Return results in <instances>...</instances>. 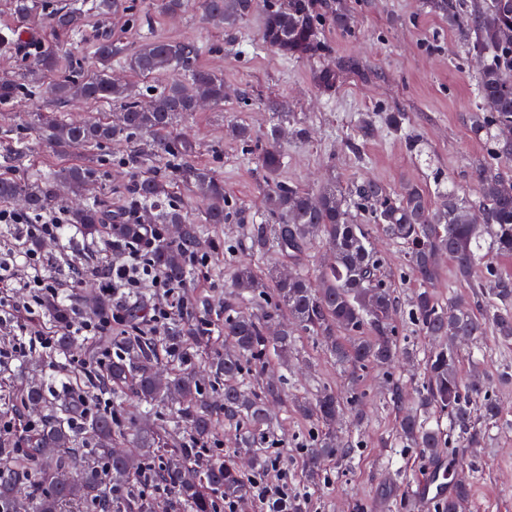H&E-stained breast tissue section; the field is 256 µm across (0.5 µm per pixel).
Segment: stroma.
<instances>
[{"mask_svg": "<svg viewBox=\"0 0 512 512\" xmlns=\"http://www.w3.org/2000/svg\"><path fill=\"white\" fill-rule=\"evenodd\" d=\"M65 2L42 0L44 16L25 24L15 16L11 0H0V31L21 29L27 35L11 49H0V77L28 81L38 55L49 51L60 55L56 70L41 76L38 98L0 102V173L26 177L73 164L92 165L97 176L86 201L125 205L131 185L146 170L144 164L132 162L129 146L115 142L62 155L30 129L29 115L60 110L72 118L102 119L113 113V106L103 102L62 107L47 91L55 81L96 69L95 49L103 32H110L123 48V58L112 61L113 78L136 84L144 96L178 74L136 78L126 66V56L150 39L195 42L198 65L223 75L226 94L222 106L201 107L179 126L197 143L194 163L223 178L228 201V221L206 224L211 242L206 264L190 275L195 294L210 302L205 319L216 343L224 341L225 305L250 313L256 309L254 301L235 300L232 293L240 262L312 276L329 258L318 241L298 265L277 255L251 253L243 227L265 218L264 193L270 180L313 191L332 184L345 195L365 179L391 192L413 183L433 202L439 188L449 184L471 205L480 201L475 174L492 150L477 131L487 112L476 94L482 65L469 51L465 31L449 26L444 0H314L327 51L300 59L262 44L264 8L259 4L233 27L222 29L204 19L199 0H185L183 10L174 16L161 10L159 0H117L110 14L88 12L80 32L68 36L55 32L46 17L52 7ZM340 58L354 60L358 70L344 72L335 87L324 88L317 79L319 71ZM273 100L287 106L294 132L281 142L285 163L272 178L262 168L260 155L266 132L278 120L269 106ZM392 112L406 117L403 135H394L386 125ZM236 120L252 129L251 141L230 135L228 125ZM363 121L372 125L370 136L358 132ZM411 139L416 140V149H409ZM361 221L370 227L372 246L384 259L383 278L399 301L398 339L413 356L399 359L389 369L368 368L353 386L348 368L336 364L323 344L307 336L298 339L286 374L289 392L310 395L318 386L328 385L341 394H355L356 412L336 427L339 441L352 447L350 457L327 462L314 485L303 480L301 463L316 426L296 412H279L278 433L288 443V492L304 500L306 512H417L411 489L416 476L432 462L418 449L399 446L398 413L389 398L396 384L406 401L414 402L424 381L421 361L431 340L412 316L418 284L402 247L381 226L372 224L370 216H362ZM439 265L440 276L432 287L435 298L444 301L452 295L474 312H484L485 299L457 280L453 262L444 257ZM90 346L86 337H77L69 355L52 362L42 348H27L10 367L0 370V413L10 409V389L31 379L44 380L51 401H64L62 385L69 379L70 363L88 358ZM511 365L512 344H504L494 333L460 347L461 377L484 374L490 394L508 420L507 425L488 430L478 447L454 444L443 450L454 478L472 485L466 512H512V380L501 377Z\"/></svg>", "mask_w": 512, "mask_h": 512, "instance_id": "1", "label": "stroma"}]
</instances>
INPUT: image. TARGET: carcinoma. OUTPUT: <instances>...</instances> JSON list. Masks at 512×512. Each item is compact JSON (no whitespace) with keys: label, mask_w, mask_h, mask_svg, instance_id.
<instances>
[{"label":"carcinoma","mask_w":512,"mask_h":512,"mask_svg":"<svg viewBox=\"0 0 512 512\" xmlns=\"http://www.w3.org/2000/svg\"><path fill=\"white\" fill-rule=\"evenodd\" d=\"M16 17L27 22L37 14L36 0H12ZM254 7V0H202L204 15L219 26H232ZM262 43L286 56L312 57L325 50L319 37L312 0H266ZM51 25L70 35L83 25L81 10L73 5L55 9ZM448 25L465 30L472 51L485 58L477 92L494 108L483 117L478 129L493 143L490 162L476 172L480 186L479 207L483 223L470 216V203L453 192L446 193L438 209L416 186L408 185L396 195L379 183L367 180L354 187L352 199L324 188L316 195L299 188L272 182L266 192L269 224L248 228L250 249L259 255L277 254L297 261L308 249L311 237L322 236L332 249V262L320 272L321 285L306 275L269 272L274 298L252 315L224 307V335L235 342V350L213 351L209 329L200 318L175 319L167 335L159 338L145 331L112 338L117 352L91 378L78 374L75 388L96 390L102 385L112 393L111 409L85 410L70 400L54 406L40 383L19 388L11 406L16 409L47 407V413L31 438L19 451L15 441L0 437V512H73L81 504L108 512H152V501L141 493L149 483L171 495L178 512H220L226 505L259 488L244 477L234 462L221 452H211L205 465L201 454L224 426L241 431L242 446L253 453L257 471H266L275 461L264 445L275 435L277 422L268 411L271 401L291 402L303 417L320 425L323 432L313 439V448L302 467L313 477L323 457L345 458L349 449L336 444L334 426L343 412V400L329 386H321L312 396L295 395L281 384L256 381L251 377L265 363L276 358L288 361L299 335L326 342L336 362L363 371L388 367L398 354V338L393 316L397 302L390 286L380 277L382 260L372 251L368 229L354 221L351 209L371 208L374 223L405 249L412 276L419 283L412 315L430 336L443 340L424 356L425 382L419 392L422 410H433L448 418V432L416 414H405L399 425V444L418 448L425 457L440 456L446 435L459 444L480 443L477 417L495 421L500 416L496 401L486 397L480 381L465 382L457 371V343L476 339L493 331L512 343V276L483 260L482 241L496 257H512V191L499 172L512 164V0H471L450 5ZM112 35L101 37L96 47L98 69L78 80L64 79L50 89L54 98L66 103L73 98L93 102H118L120 111L108 122L73 120L59 112H37L32 127L54 148L66 151L76 146L109 144L114 140L140 139L147 157L165 158L164 174L146 175L132 186L128 209L112 212L98 204H85L67 211V223L82 236L136 243L151 233L152 227L132 215L155 209L164 224L179 225L174 241H162L153 251L154 265L182 288L187 287L188 258L202 254L208 242L201 224H194L182 212L168 206L167 184L185 182L195 187L206 202L205 223L222 224L224 184L210 170L191 162L193 144L179 137L177 122L204 102H224V78L212 71L192 66L197 47L192 42L149 40L126 59L132 71L150 78L176 67L187 77L156 90L144 104L124 85L112 80V59L122 55ZM267 133V147L261 162L275 175L284 164L278 143L282 122ZM95 179L92 167L70 166L25 181L0 174V202L23 198L31 212L52 208L58 189L79 195ZM446 254L455 263L459 278L470 281L475 268L483 266V279L475 287L486 291L488 312L475 314L456 297L438 302L429 290L438 276L437 257ZM233 288L241 297L261 299L267 284L251 264L237 266ZM288 311L293 328L284 323L271 333L268 324L279 308ZM209 363L211 388L223 392L222 403L210 401L206 388L188 368L193 360ZM165 361L170 376L163 381L154 373L155 363ZM132 397L150 406L176 402L161 425L146 428L125 413L123 402ZM93 441L87 454V440ZM132 442V455L113 452L115 444ZM73 470L76 480L60 478ZM470 485L453 482V492L439 500L438 512H460L470 495Z\"/></svg>","instance_id":"carcinoma-1"}]
</instances>
